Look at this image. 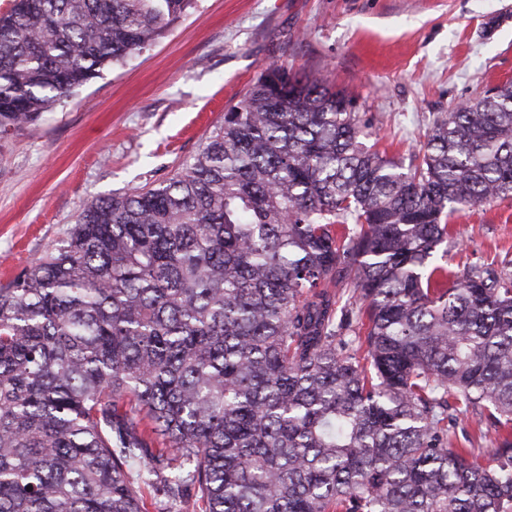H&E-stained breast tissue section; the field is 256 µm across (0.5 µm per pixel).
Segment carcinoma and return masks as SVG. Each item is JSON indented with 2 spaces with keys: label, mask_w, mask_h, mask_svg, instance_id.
Masks as SVG:
<instances>
[{
  "label": "carcinoma",
  "mask_w": 512,
  "mask_h": 512,
  "mask_svg": "<svg viewBox=\"0 0 512 512\" xmlns=\"http://www.w3.org/2000/svg\"><path fill=\"white\" fill-rule=\"evenodd\" d=\"M191 5L14 0L0 133ZM351 103L266 65L192 163L0 288V512H512V260H447L453 213L512 199V82L407 166Z\"/></svg>",
  "instance_id": "1"
}]
</instances>
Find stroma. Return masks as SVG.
Masks as SVG:
<instances>
[{
    "mask_svg": "<svg viewBox=\"0 0 512 512\" xmlns=\"http://www.w3.org/2000/svg\"><path fill=\"white\" fill-rule=\"evenodd\" d=\"M321 73L410 161L436 117L512 81V0H193L156 44L36 123L0 135V287L66 237L80 206L193 161L263 66ZM455 271L512 252V200L448 219Z\"/></svg>",
    "mask_w": 512,
    "mask_h": 512,
    "instance_id": "35a3bbf8",
    "label": "stroma"
}]
</instances>
